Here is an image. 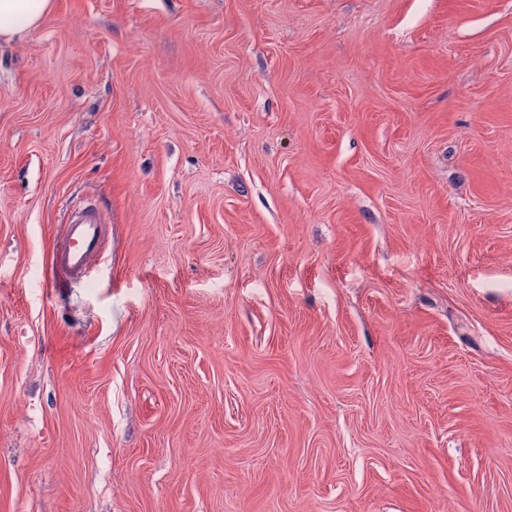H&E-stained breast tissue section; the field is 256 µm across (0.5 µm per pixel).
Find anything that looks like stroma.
Masks as SVG:
<instances>
[{"label": "stroma", "instance_id": "stroma-1", "mask_svg": "<svg viewBox=\"0 0 512 512\" xmlns=\"http://www.w3.org/2000/svg\"><path fill=\"white\" fill-rule=\"evenodd\" d=\"M0 512H512V0L0 41ZM107 228L105 218L95 206L73 205L53 252L55 274L63 279L84 277L104 247Z\"/></svg>", "mask_w": 512, "mask_h": 512}]
</instances>
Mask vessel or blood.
I'll return each mask as SVG.
<instances>
[{
    "label": "vessel or blood",
    "mask_w": 512,
    "mask_h": 512,
    "mask_svg": "<svg viewBox=\"0 0 512 512\" xmlns=\"http://www.w3.org/2000/svg\"><path fill=\"white\" fill-rule=\"evenodd\" d=\"M107 228L105 218L95 206H72L53 253L56 275L63 279L84 277L104 247Z\"/></svg>",
    "instance_id": "b4317fda"
}]
</instances>
